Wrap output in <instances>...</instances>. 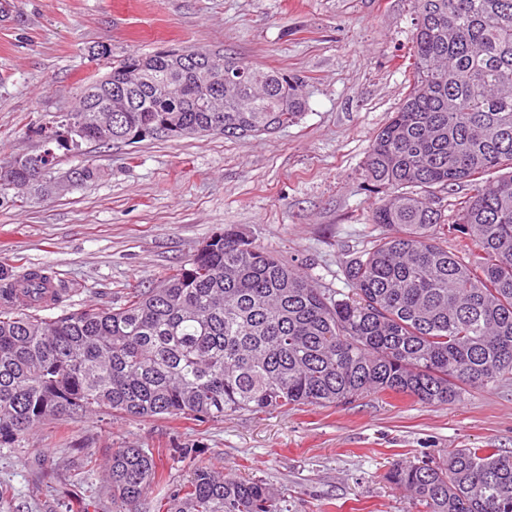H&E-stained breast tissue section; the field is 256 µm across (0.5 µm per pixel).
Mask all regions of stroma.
<instances>
[{"label": "stroma", "mask_w": 512, "mask_h": 512, "mask_svg": "<svg viewBox=\"0 0 512 512\" xmlns=\"http://www.w3.org/2000/svg\"><path fill=\"white\" fill-rule=\"evenodd\" d=\"M412 31L409 0H11L0 13V149L37 150L30 127L71 110L77 86L130 51L202 49L282 69L304 80L307 108L245 139L83 144L60 169L94 163L100 179L43 197L15 189L0 202V266L52 268L79 285L65 309H106L233 227L315 287L348 293V262L381 232L364 167L409 90ZM83 447L102 460L114 448L162 449L167 484L152 488L142 512L200 465L265 480L289 512H419L385 480L388 468L453 448L512 451V384L470 388L448 405L377 393L205 422L53 419L0 446V482L15 488L21 512H68L45 504L37 475L81 473L87 512H112Z\"/></svg>", "instance_id": "1"}]
</instances>
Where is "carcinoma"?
Wrapping results in <instances>:
<instances>
[{
  "label": "carcinoma",
  "instance_id": "carcinoma-1",
  "mask_svg": "<svg viewBox=\"0 0 512 512\" xmlns=\"http://www.w3.org/2000/svg\"><path fill=\"white\" fill-rule=\"evenodd\" d=\"M410 88L369 146L365 173L382 195L372 223L390 228L353 258L350 293L315 287L246 233L226 228L157 285L117 308L88 306L45 317L74 285L45 267L0 269V445L53 417L122 414L214 420L229 412L342 405L368 392L426 404L512 379V0H412ZM177 50L130 52L112 81L148 67L126 88L127 110L107 118L103 78L78 86L79 112H63L51 166L27 154L0 157V198L20 183L60 190L54 169L84 142L137 143L138 130L172 121L180 137L272 134L307 106L302 80L217 55L224 111L195 106L194 80ZM81 134L65 137L72 119ZM497 171L493 181L484 174ZM71 184L93 182L85 164ZM472 195L434 205L438 188ZM462 242L448 249V236ZM106 495L138 512L165 482L154 449L114 448ZM385 478L425 512H512V451L454 448L439 462L396 463ZM81 478L43 475L46 497L79 500ZM157 512H288L261 479L198 467Z\"/></svg>",
  "mask_w": 512,
  "mask_h": 512
}]
</instances>
